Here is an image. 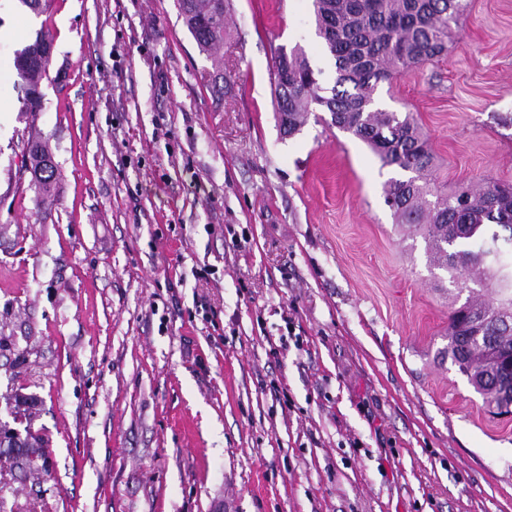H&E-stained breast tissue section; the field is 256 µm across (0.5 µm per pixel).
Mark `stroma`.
<instances>
[{"label": "stroma", "instance_id": "obj_1", "mask_svg": "<svg viewBox=\"0 0 512 512\" xmlns=\"http://www.w3.org/2000/svg\"><path fill=\"white\" fill-rule=\"evenodd\" d=\"M39 31L30 112L12 64ZM295 47L331 86L312 0H232L219 89L177 0H0V423L34 398L51 450L0 470V512H512V417L445 354L451 308L494 293L429 265L361 141L282 135ZM374 100L443 190L512 183V0H467L447 52ZM29 167L35 175L34 187L37 194L48 195L53 187L56 166L47 141L32 140L28 149ZM33 440V443L38 445V448H28V451L30 450V454H26L23 457L19 456H10L12 458V468H18V469H26L29 470L32 473L39 474L42 472L48 471V460L50 456L49 448H46V446L43 445V442L31 434H29V437Z\"/></svg>", "mask_w": 512, "mask_h": 512}]
</instances>
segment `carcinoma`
Here are the masks:
<instances>
[{"label": "carcinoma", "instance_id": "carcinoma-1", "mask_svg": "<svg viewBox=\"0 0 512 512\" xmlns=\"http://www.w3.org/2000/svg\"><path fill=\"white\" fill-rule=\"evenodd\" d=\"M179 16L200 51L221 68L230 0H177ZM466 10V0H314L319 37L334 60L332 87L320 85L301 49L274 56L277 112L283 133L292 135L309 119L330 116V124L353 135L384 166L408 174L384 187L395 222L419 234L431 266L454 282L492 288L491 302L467 301L448 316V358L498 416L512 415L498 391L480 377L512 364V184L486 183L453 194L434 187L433 156L409 116L373 108L376 86L415 64L440 57L448 31ZM52 40L43 32L15 54L27 109H41V84ZM35 191L51 192L56 166L47 141L28 149ZM30 453L12 457V468L48 471L50 451L38 438Z\"/></svg>", "mask_w": 512, "mask_h": 512}]
</instances>
